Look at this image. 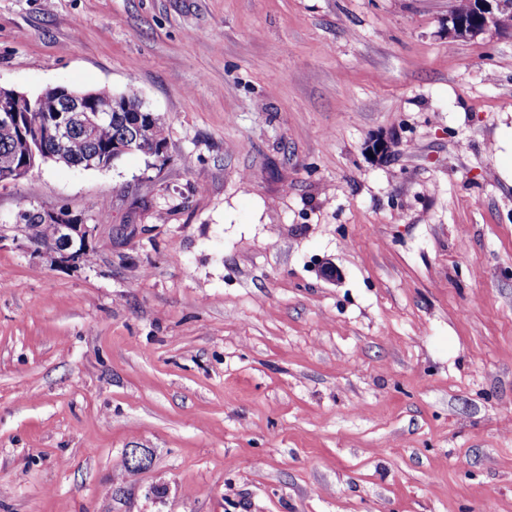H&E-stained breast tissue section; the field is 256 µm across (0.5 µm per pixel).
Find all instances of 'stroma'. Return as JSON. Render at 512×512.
Wrapping results in <instances>:
<instances>
[{
	"mask_svg": "<svg viewBox=\"0 0 512 512\" xmlns=\"http://www.w3.org/2000/svg\"><path fill=\"white\" fill-rule=\"evenodd\" d=\"M452 4L0 0V86L166 138L0 183V512H512V36ZM44 214L39 211H27L23 214L26 224L34 230V237L36 241L45 246H36L34 238H30L31 254L33 257H48L52 263L58 265H74L79 262L80 249L77 245L90 246V241L93 239L96 227L90 224H75L67 215L60 213L47 214L48 218L58 223L60 229L61 240L57 243L50 241L57 237L58 227L46 218ZM48 244V245H46ZM95 251L93 248L81 251L80 262L83 264H90L94 261Z\"/></svg>",
	"mask_w": 512,
	"mask_h": 512,
	"instance_id": "35a3bbf8",
	"label": "stroma"
}]
</instances>
